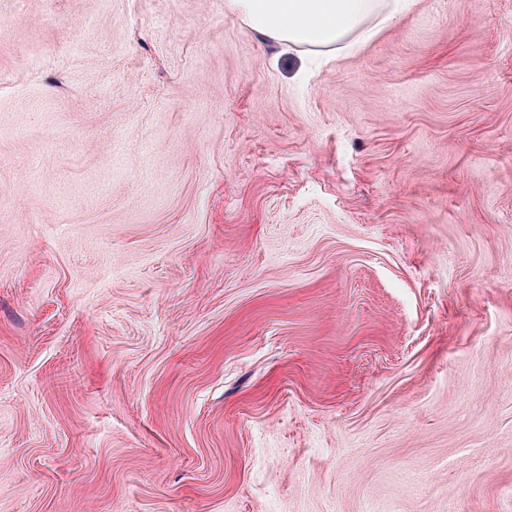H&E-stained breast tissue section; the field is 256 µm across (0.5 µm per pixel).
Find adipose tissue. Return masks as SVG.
Returning a JSON list of instances; mask_svg holds the SVG:
<instances>
[{"label": "adipose tissue", "mask_w": 512, "mask_h": 512, "mask_svg": "<svg viewBox=\"0 0 512 512\" xmlns=\"http://www.w3.org/2000/svg\"><path fill=\"white\" fill-rule=\"evenodd\" d=\"M256 33L277 43L332 54L376 36L415 0H229Z\"/></svg>", "instance_id": "obj_1"}]
</instances>
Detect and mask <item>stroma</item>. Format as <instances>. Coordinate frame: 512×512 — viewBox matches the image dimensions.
I'll use <instances>...</instances> for the list:
<instances>
[{"label":"stroma","mask_w":512,"mask_h":512,"mask_svg":"<svg viewBox=\"0 0 512 512\" xmlns=\"http://www.w3.org/2000/svg\"><path fill=\"white\" fill-rule=\"evenodd\" d=\"M0 512H512V0H0ZM256 33L276 43L333 54L370 40L415 0H229Z\"/></svg>","instance_id":"stroma-1"}]
</instances>
